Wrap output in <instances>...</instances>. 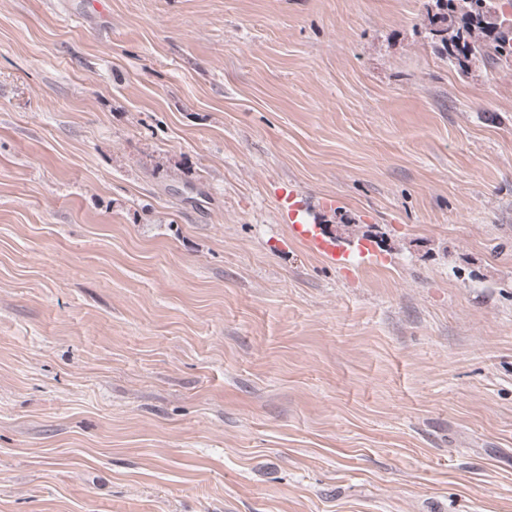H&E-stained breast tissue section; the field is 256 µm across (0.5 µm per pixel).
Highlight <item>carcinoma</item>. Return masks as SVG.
I'll use <instances>...</instances> for the list:
<instances>
[{
	"mask_svg": "<svg viewBox=\"0 0 512 512\" xmlns=\"http://www.w3.org/2000/svg\"><path fill=\"white\" fill-rule=\"evenodd\" d=\"M427 15L433 37L458 64L512 62V17L498 0H431Z\"/></svg>",
	"mask_w": 512,
	"mask_h": 512,
	"instance_id": "1",
	"label": "carcinoma"
}]
</instances>
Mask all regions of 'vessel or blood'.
Here are the masks:
<instances>
[{
  "instance_id": "vessel-or-blood-1",
  "label": "vessel or blood",
  "mask_w": 512,
  "mask_h": 512,
  "mask_svg": "<svg viewBox=\"0 0 512 512\" xmlns=\"http://www.w3.org/2000/svg\"><path fill=\"white\" fill-rule=\"evenodd\" d=\"M275 193L282 219L288 226L289 241L303 244L337 268L384 264V256L368 240L339 244L325 233L317 215L336 210L338 201L335 196L321 197L317 207L313 208L291 186L279 185Z\"/></svg>"
}]
</instances>
